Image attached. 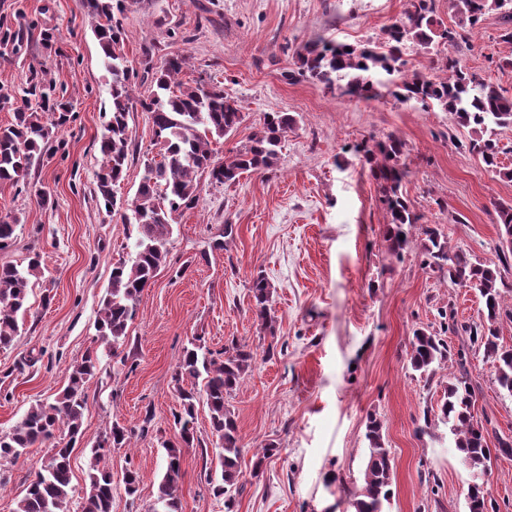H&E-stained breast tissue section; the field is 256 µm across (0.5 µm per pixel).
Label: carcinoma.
<instances>
[{"label":"carcinoma","instance_id":"cac0c4a2","mask_svg":"<svg viewBox=\"0 0 512 512\" xmlns=\"http://www.w3.org/2000/svg\"><path fill=\"white\" fill-rule=\"evenodd\" d=\"M435 0H409L405 18L384 30L383 40L371 47L322 40L298 55L297 74L316 81L328 90L362 99L387 93L405 103L417 101L441 112L452 114L457 124L470 130L468 149L486 172L501 173L499 148L493 136L496 129L512 126V93L485 81L462 65L455 57L442 60L443 75L404 71L400 45L411 41L424 49L435 43L457 48L466 43L486 12L501 14L502 41L512 43V0H448L455 11V25L448 27L435 14ZM82 10L92 19V33L102 53L103 63L112 76L109 117L98 141L102 161L96 172L98 201L110 213L117 206L116 187L124 181L130 155V112L141 109L150 115L160 159L144 164V172L135 196L125 200L132 213L134 257L116 263L106 296L95 321L100 343L117 351L124 346L129 324L133 321L141 293L156 272L166 263L167 244L172 234L173 215L195 204L202 190L200 177L210 184H233L245 173L274 169L282 138L295 125L294 117L284 112H267L263 122L247 143L224 153L218 159L211 149L236 130L243 121L242 105L224 95L218 85L197 82L187 85L174 80L183 68L182 57H169L154 68L151 85L137 95L133 92L136 72L123 53L125 30L122 16L127 0H80ZM48 111L66 119L69 104L60 99L42 97L38 108L19 109L13 123L0 126V182L18 191H34L45 205L50 191L30 181L32 166L51 155L52 130L45 122ZM406 143L390 134L372 145L358 148L363 166L380 181L384 201L390 213L388 241L395 253L407 248L409 229L420 220L401 192L407 176L403 156ZM498 243L495 259H481L470 252L448 246V237L435 226L422 228L427 266L461 288L475 289L484 300L483 317L461 327L451 324L444 331L468 336L471 345L483 348L494 369L497 385L512 396V348L499 343L498 324L512 322V304L505 294L512 292V206L498 209ZM18 218L0 219V251L9 249L16 238ZM43 273V260L35 252L26 265L0 266V351L11 349L21 335L29 314L32 282ZM260 329L276 339L271 315L273 287L258 274L250 287ZM409 362L416 371H434L448 366V384L437 410L423 412L424 432L440 426L449 429L454 448L462 464L475 478L485 474L492 452L511 457L512 441L498 439L497 448L488 446L487 428L474 415L475 386L472 384L465 350H453L448 340L414 330L410 339ZM252 352L236 342L214 354L202 343H191L178 362L174 381L180 411L173 416L178 429L176 443H162L167 466L159 483L151 512H179L180 457L185 448L201 444L194 420L196 403L204 400L210 414V426L219 448L220 475L212 483L216 496L224 497L227 512H232L239 494L242 448L235 413L230 399L252 372ZM99 368L97 351L91 349L69 368L67 385L51 402L38 401L7 432L0 433V461L16 463L28 449H47V460L17 501L15 512H71L73 499L71 454L81 434L86 406V384ZM150 417L139 429L114 424L91 448L90 466L80 502V512H112L114 486L112 469L106 463L111 449L131 445L132 440L148 432ZM369 454L363 474L364 484L353 495V512H385L392 497V458L385 448L382 425L370 419L366 426ZM468 512H498L495 500L484 483L467 488Z\"/></svg>","mask_w":512,"mask_h":512}]
</instances>
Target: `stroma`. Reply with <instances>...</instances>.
<instances>
[{
  "instance_id": "stroma-1",
  "label": "stroma",
  "mask_w": 512,
  "mask_h": 512,
  "mask_svg": "<svg viewBox=\"0 0 512 512\" xmlns=\"http://www.w3.org/2000/svg\"><path fill=\"white\" fill-rule=\"evenodd\" d=\"M408 0H135L122 18L124 53L135 70L146 61L183 57L185 83L223 87L243 107V121L213 143L216 157L244 144L267 112L294 116L277 166L242 175L231 185L203 182L198 200L174 216L167 263L142 293L128 329L133 372L113 375L116 361L98 349L100 369L86 385L83 434L71 456L72 484L85 487L90 449L112 424L141 426L147 436L112 451V512H147L165 472V441L174 440L179 409L172 376L184 347L199 337L214 352L237 342L256 357L233 397L241 437L242 490L230 512H351L368 456L365 423L375 414L393 458L387 512H466L471 471L446 428L421 432L424 409L436 407L446 368L427 377L407 351L415 329L440 332L438 309L459 323L478 321L483 300L448 284L425 265L423 234L412 229L402 256L386 241L390 215L378 181L355 147L399 136L408 177L402 193L424 224H435L451 245L493 258L498 213L512 205V181L482 170L469 152L467 129L453 115L390 96L357 99L295 76L297 55L327 39L374 45L401 18ZM0 126L13 122L32 74L56 84L71 104L53 127L56 154L31 172L52 193L34 194L0 183V215L18 217L14 245L0 264L40 251L44 279L29 296L31 311L14 346L0 351V432L30 404L53 400L70 365L95 347L96 315L112 267L132 252L121 215L106 212L96 194L97 142L110 105L111 77L78 0H0ZM52 33L44 43V33ZM498 13L486 14L457 56L487 82L512 92V55L501 39ZM134 158L119 197L132 198L144 163L155 156L146 113L129 116ZM236 233L226 249L212 242L225 225ZM264 274L275 288L277 347L260 332L250 286ZM96 348V347H95ZM41 359L17 370L32 354ZM476 385L474 413L488 432L512 437V396L493 382L482 350L467 349ZM199 447L181 457L180 512H229L206 474L218 466L206 404L196 406ZM276 455L257 464L256 453ZM46 451L29 449L19 463L0 465V512H14ZM140 475L136 500L123 490L126 469ZM498 512H512V457L492 455L484 476Z\"/></svg>"
}]
</instances>
